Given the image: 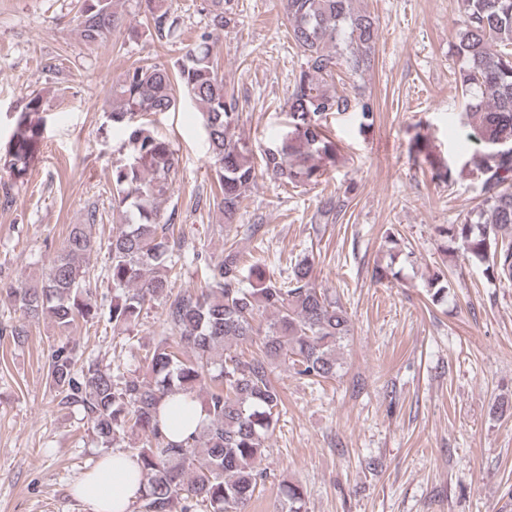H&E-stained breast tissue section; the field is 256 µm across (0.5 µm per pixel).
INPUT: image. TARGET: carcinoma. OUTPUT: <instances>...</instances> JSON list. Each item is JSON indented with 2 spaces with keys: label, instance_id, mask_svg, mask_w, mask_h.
Wrapping results in <instances>:
<instances>
[{
  "label": "carcinoma",
  "instance_id": "obj_1",
  "mask_svg": "<svg viewBox=\"0 0 512 512\" xmlns=\"http://www.w3.org/2000/svg\"><path fill=\"white\" fill-rule=\"evenodd\" d=\"M354 0H282L290 37L302 64L288 96V121L263 151L264 172L282 185H316L341 151L323 120L334 112L357 114L359 129L374 123V103L358 93L340 94L329 80L342 67L352 76L370 67L378 40L376 19L353 7ZM148 32L169 42L180 18L169 0H144ZM230 0H210V30L173 63L129 68L118 80L106 112L126 133L125 157L112 163V236L93 235L96 209L87 222L72 224L61 251L32 282L5 288L22 314L47 320L65 334L78 321L94 322L100 307L84 287L88 256L104 247L106 279L112 284L108 320L112 332L128 335L139 325L144 307L163 304L161 331L145 351L143 372L127 376L89 362L78 364L73 349H55L48 364L52 386L62 403L83 406L101 443L117 444L126 434L145 437L132 447L145 480L136 512H249L250 503L268 478L261 462L265 439L279 422L284 392L271 377L284 366L311 383L336 376V348L351 334L341 298L312 279L314 257L290 267L286 279H271L264 267H245L234 244L224 259L202 265L203 286L174 291L178 262L187 244L170 235L173 217L160 202L171 190L178 164L171 143L139 117L170 112L178 105L174 86L201 113L209 159L218 190L213 209L233 223L246 189L257 179L249 147L236 135L238 103L224 85L213 44L232 22ZM455 47L462 58L458 73L466 97V139L480 151L473 163L480 176V201L456 224L438 227L443 268L435 272L428 298L437 305L448 295V261L458 257L483 267V273L512 282V158L490 156L486 140L512 145V0H463ZM76 26L82 40L95 47L126 30L117 0H81ZM43 96L34 90L18 113L13 132L0 147V169L25 181L39 159ZM423 163L440 183L456 181V167L424 155ZM320 215L333 221L345 212L347 196L319 201ZM256 345L247 353L241 344ZM180 394L199 401L206 421L181 441L167 428L187 422L179 404L168 422L160 416L165 397ZM280 512H305L303 487L282 486Z\"/></svg>",
  "mask_w": 512,
  "mask_h": 512
}]
</instances>
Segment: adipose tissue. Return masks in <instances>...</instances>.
<instances>
[{"instance_id":"adipose-tissue-1","label":"adipose tissue","mask_w":512,"mask_h":512,"mask_svg":"<svg viewBox=\"0 0 512 512\" xmlns=\"http://www.w3.org/2000/svg\"><path fill=\"white\" fill-rule=\"evenodd\" d=\"M142 488L141 467L136 458L115 453L103 458L87 473L75 492L90 512H132Z\"/></svg>"}]
</instances>
